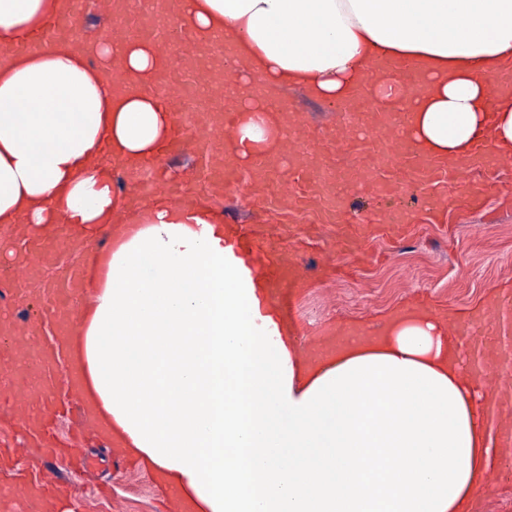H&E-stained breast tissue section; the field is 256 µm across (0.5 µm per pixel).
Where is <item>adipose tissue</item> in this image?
<instances>
[{"mask_svg": "<svg viewBox=\"0 0 512 512\" xmlns=\"http://www.w3.org/2000/svg\"><path fill=\"white\" fill-rule=\"evenodd\" d=\"M59 7L0 0V43ZM178 17L233 46L250 153L285 135L274 98L248 91L259 75L329 102L365 87L409 112L429 156L467 157L480 138L512 155V99L487 92L512 64V0H182ZM91 55L58 40L0 69V258L15 260L20 228L54 225L79 247L68 348L108 437L179 487L185 512H468L496 454L446 318H390L379 336L296 361L266 282L240 276L214 210L157 203L120 220L111 160L156 162L176 115L146 90L164 65L153 42L100 35ZM115 55L137 93L103 81ZM380 59L417 66L421 95L370 76Z\"/></svg>", "mask_w": 512, "mask_h": 512, "instance_id": "obj_1", "label": "adipose tissue"}]
</instances>
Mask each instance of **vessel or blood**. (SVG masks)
Masks as SVG:
<instances>
[{
  "mask_svg": "<svg viewBox=\"0 0 512 512\" xmlns=\"http://www.w3.org/2000/svg\"><path fill=\"white\" fill-rule=\"evenodd\" d=\"M96 12L112 22V36L146 37L152 26L175 17V9L159 11L137 7L136 0H93ZM83 0H63V8L50 18L44 28L24 41L0 45V67L9 64L20 53L35 52L56 38L68 39L74 51L88 53L89 48L77 27L81 18ZM151 36V35H150ZM154 38V37H153ZM157 51L165 65L153 79L151 88L171 111H180L181 100L188 90L184 79L193 82V96L197 107L182 118L171 139L162 148V155L193 147L202 151L210 173L212 191H223L225 183L243 178L253 195L273 188L276 200L283 210L292 212L300 207L317 209L326 218L349 226L348 244L358 248L371 231L400 233L403 217L393 212H377L374 216L350 222L349 195L360 191L380 197L397 193L400 186L436 187L437 193L428 204V211L436 217L444 216L448 197L438 186L447 177L464 181L475 169L504 166L505 160L491 156L485 142L472 145L468 160H440L420 154L414 147L409 130L393 111L373 107L364 90L351 93L340 103L343 112L357 111L358 125L366 130V137L357 136L351 128L331 130V142L345 147L350 156L347 167H340L335 159L325 155L318 138L302 113H285L287 132L280 151L274 156L251 157L248 165H240L234 154L224 147L238 140V114L228 96L233 81L227 69L232 59L231 47L219 51V64H200L198 58L202 41L187 27L181 26L172 37H155ZM164 196L167 203L183 206L193 195L166 175L164 164H155L153 179L145 189L130 193L126 202L139 206L145 197ZM236 253L245 256L251 268L262 275L270 287L277 288L287 280L300 277L298 257L273 246L266 236L257 233L248 224H229L225 227ZM56 230L20 240L22 254L15 264L12 276L0 280V300L29 301L41 296L45 304L36 320L19 321L0 317V423L23 430V451L33 465L32 479L12 476L13 449L0 450V475L10 478L11 491L17 496L29 497L33 512H57L55 504L64 496L55 469L45 467L44 459L73 455V448L62 446L56 439L58 421L65 408L77 412L81 432L95 434L99 428L86 407L80 375L75 367L66 366L67 339L76 328L72 311L57 301L58 289L48 287L37 269V259L51 254L58 244ZM512 323V303L494 302L471 317L468 325L494 331ZM460 321L448 323L452 340L468 355L464 372L475 379L482 389L491 414L498 422L512 419V411L505 409L489 383L485 368V348L473 337L463 335ZM66 366L64 381H57L59 366Z\"/></svg>",
  "mask_w": 512,
  "mask_h": 512,
  "instance_id": "b4317fda",
  "label": "vessel or blood"
}]
</instances>
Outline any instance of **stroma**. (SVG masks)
I'll list each match as a JSON object with an SVG mask.
<instances>
[{"instance_id": "35a3bbf8", "label": "stroma", "mask_w": 512, "mask_h": 512, "mask_svg": "<svg viewBox=\"0 0 512 512\" xmlns=\"http://www.w3.org/2000/svg\"><path fill=\"white\" fill-rule=\"evenodd\" d=\"M276 97L303 112L315 133H325L341 119L335 106L303 92L284 90ZM485 182L492 190L481 209L449 208L442 223L428 220L421 191L406 189L387 199L354 193L353 218L383 209L403 213L407 220L401 240L373 233L360 254L341 242L346 225L319 223L311 210L289 216L274 204H256L244 186L225 187L211 203L223 212L225 223L255 225L300 254L299 285L271 289L270 299L285 304L296 339L315 355L342 332L377 330L384 318L413 306L467 320L494 299L496 286L512 281V193L500 190L512 186V167L486 173ZM76 443L97 459V468L83 473L64 461L54 467L80 501V512H167L173 490L129 449L108 451L81 437Z\"/></svg>"}]
</instances>
